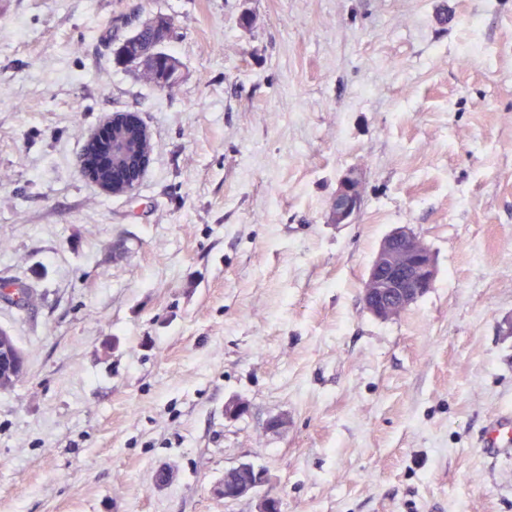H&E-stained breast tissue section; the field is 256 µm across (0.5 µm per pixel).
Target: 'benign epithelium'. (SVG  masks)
Masks as SVG:
<instances>
[{
	"instance_id": "7a95c632",
	"label": "benign epithelium",
	"mask_w": 512,
	"mask_h": 512,
	"mask_svg": "<svg viewBox=\"0 0 512 512\" xmlns=\"http://www.w3.org/2000/svg\"><path fill=\"white\" fill-rule=\"evenodd\" d=\"M154 53L139 56L150 70L154 85L164 90L170 77L164 71L166 45L174 37L171 22L158 18L150 28ZM104 136L92 133L87 143L94 144L92 155L81 158L79 169L101 191L113 196L130 195L138 187L151 161L152 135L134 112H113L104 120ZM365 176L359 168H349L338 181L327 213L330 224H353L364 205ZM435 256L429 246L407 226L397 227L381 241L364 282V308L378 319L388 320L433 288L436 278ZM241 479L224 484V500L244 497L266 482L264 473L249 462L225 470Z\"/></svg>"
}]
</instances>
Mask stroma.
Here are the masks:
<instances>
[{
	"label": "stroma",
	"mask_w": 512,
	"mask_h": 512,
	"mask_svg": "<svg viewBox=\"0 0 512 512\" xmlns=\"http://www.w3.org/2000/svg\"><path fill=\"white\" fill-rule=\"evenodd\" d=\"M157 15L165 90L113 56ZM112 112L152 134L129 196L76 166ZM402 225L437 275L381 320ZM1 279L37 301L0 300V512H257L242 462L280 512H512V0H0ZM364 180V173L359 168L352 167L343 173L330 200L328 223H355L364 205ZM435 256L407 226L381 241L364 282V308L378 319L398 316L433 288ZM512 412L506 411L491 422L486 437V454L491 459L500 460L512 454ZM228 473H236L241 475L243 478L238 480V476L234 474ZM225 476L227 478V482H234L228 484L226 482ZM238 480V481H237ZM266 478L264 473L256 469L253 464L249 462H242L237 466L231 467L224 472V498L225 500L232 501L237 500L241 497H244L253 491H255L258 487H261L265 484Z\"/></svg>",
	"instance_id": "1"
}]
</instances>
